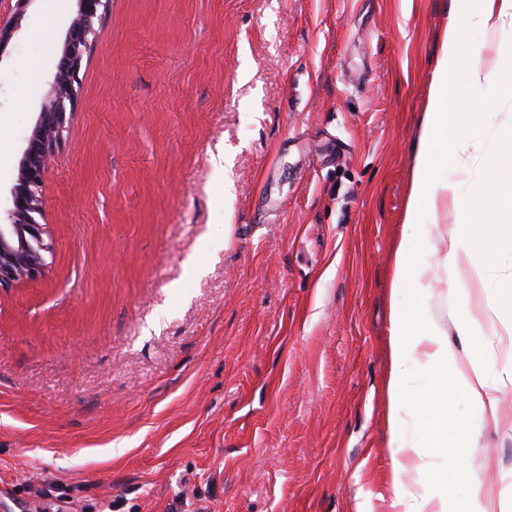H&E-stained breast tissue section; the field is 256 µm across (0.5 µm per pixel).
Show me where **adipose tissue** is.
<instances>
[{
    "label": "adipose tissue",
    "instance_id": "1",
    "mask_svg": "<svg viewBox=\"0 0 512 512\" xmlns=\"http://www.w3.org/2000/svg\"><path fill=\"white\" fill-rule=\"evenodd\" d=\"M509 20L512 0H451L430 103L414 149L412 188L392 275L389 448L395 473L416 467L426 454L440 458L442 466L421 497L395 486L396 512H488V497L468 456L476 446L474 429L454 412L460 396L489 413L497 411L482 378L467 371L480 362L482 347L472 341L456 350L427 307L434 283L458 276L470 250L452 234L447 251H438L418 228L424 216L447 206L465 208L489 245L512 251V127L501 133L504 150L487 157L483 183L466 195L458 191L463 172L460 152L474 123L490 100L512 99V36L500 40L498 61L487 68L479 46L468 42L467 30L474 24L497 31ZM464 72L469 75L465 84L459 80ZM416 370L425 373L426 384L412 396L406 393L405 382ZM406 411L418 422L412 436L405 430ZM461 487L467 494L459 500L455 494Z\"/></svg>",
    "mask_w": 512,
    "mask_h": 512
}]
</instances>
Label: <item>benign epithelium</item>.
I'll list each match as a JSON object with an SVG mask.
<instances>
[{
	"mask_svg": "<svg viewBox=\"0 0 512 512\" xmlns=\"http://www.w3.org/2000/svg\"><path fill=\"white\" fill-rule=\"evenodd\" d=\"M102 0H79V17L71 25L64 53L52 80V96L39 113L35 130L23 150L19 176L10 189L11 207L0 223V289L35 280L45 269V242L42 215L43 176L53 146L61 139L67 107L77 95L75 83L84 56L90 51L94 20L100 18Z\"/></svg>",
	"mask_w": 512,
	"mask_h": 512,
	"instance_id": "benign-epithelium-1",
	"label": "benign epithelium"
}]
</instances>
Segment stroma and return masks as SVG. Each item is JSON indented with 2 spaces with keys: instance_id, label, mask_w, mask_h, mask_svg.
Listing matches in <instances>:
<instances>
[{
  "instance_id": "stroma-1",
  "label": "stroma",
  "mask_w": 512,
  "mask_h": 512,
  "mask_svg": "<svg viewBox=\"0 0 512 512\" xmlns=\"http://www.w3.org/2000/svg\"><path fill=\"white\" fill-rule=\"evenodd\" d=\"M449 0H106L44 174L45 270L0 291V512H394L391 267ZM78 0H0V188ZM512 102L465 145L501 147ZM461 281L497 418L457 398L512 512V253ZM52 484L51 497L37 488Z\"/></svg>"
}]
</instances>
